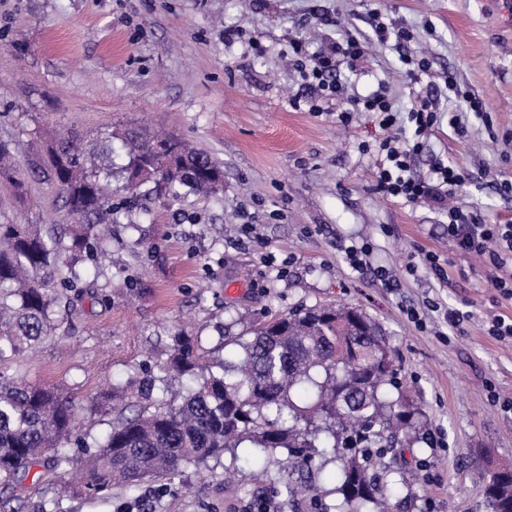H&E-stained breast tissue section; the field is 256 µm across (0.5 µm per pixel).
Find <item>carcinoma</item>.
<instances>
[{"mask_svg":"<svg viewBox=\"0 0 512 512\" xmlns=\"http://www.w3.org/2000/svg\"><path fill=\"white\" fill-rule=\"evenodd\" d=\"M127 148L123 190L175 201L186 191L215 195L223 166L206 152L171 134L130 126L108 139ZM177 142L175 171L159 183L135 184L140 160L159 161ZM17 146L0 140V180L23 192L28 181H51L72 218L65 234L45 224L0 223V363L33 350L57 330L52 277L83 294L77 270L84 253L109 254L112 194L101 179L112 169L99 164L95 146L60 134L47 155L21 173L13 165ZM173 349L146 375L145 407L113 421L105 433L82 438V490L102 496L112 486L136 487L188 466L238 450L286 453L288 479L277 492L292 499L320 495L315 471L336 465V512H391L400 482L403 449L422 440L415 412L397 389L396 358L381 327L363 310L341 305L309 307L226 336L224 355L205 360L196 336L177 330ZM186 381L179 398H166L171 382ZM82 406L50 387L0 379V485L26 477L45 457L68 484L74 458L65 444L80 422ZM491 512H512V467L489 474L484 490Z\"/></svg>","mask_w":512,"mask_h":512,"instance_id":"cac0c4a2","label":"carcinoma"}]
</instances>
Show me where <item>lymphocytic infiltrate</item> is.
<instances>
[{"mask_svg":"<svg viewBox=\"0 0 512 512\" xmlns=\"http://www.w3.org/2000/svg\"><path fill=\"white\" fill-rule=\"evenodd\" d=\"M292 52L294 67L308 90L306 98L293 99L292 104L307 106L312 112L320 111L322 101L342 96L343 86L337 76L339 65L356 66L364 55L362 44L351 37L309 55L298 44L293 45ZM357 112L372 113L385 132L378 142L376 191L406 205L430 202L444 210L448 216L449 243L458 251L488 261L497 271L491 279L493 287L512 299V274L504 272L505 267H512V224H480L463 208L449 205V198L464 182L462 171L455 166L434 161L426 179L412 172L413 160L422 151L426 136L441 120L431 98L415 95L408 114L409 122L415 126L410 139L402 137L399 119L385 95L375 93L351 100L348 109L340 113V122L350 123Z\"/></svg>","mask_w":512,"mask_h":512,"instance_id":"1","label":"lymphocytic infiltrate"}]
</instances>
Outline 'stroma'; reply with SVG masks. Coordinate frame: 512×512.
I'll use <instances>...</instances> for the list:
<instances>
[{
    "label": "stroma",
    "mask_w": 512,
    "mask_h": 512,
    "mask_svg": "<svg viewBox=\"0 0 512 512\" xmlns=\"http://www.w3.org/2000/svg\"><path fill=\"white\" fill-rule=\"evenodd\" d=\"M380 22L408 28L412 41L379 42ZM228 28L242 29V40L225 42ZM344 33L369 49L341 69L344 97L320 112L293 107L302 80L290 42L314 53ZM417 51L431 76L414 88L406 72ZM448 74L482 100L488 121L448 90ZM418 90L441 112L466 113L468 133L440 123L414 174L428 177L436 159L453 164L466 176L460 207L485 224L512 221V196L497 190L512 180V0H0V139L24 145L19 168L56 130L111 149L120 167L126 152L106 135L130 123L173 132L224 166L218 194L170 203L148 194L126 206L113 180L110 257L86 263L104 267V297L73 301L55 335L0 363V375L59 389L82 404V432L99 435L116 413L87 396L136 390L166 360L176 330L212 349L299 308L357 306L387 334L424 433L422 451L405 455L396 512H486V474L512 463V340L488 335L485 323L512 317V299L493 288L485 260L451 246L446 213L376 192L374 116L338 119L349 98L379 91L408 112ZM69 221L53 184L32 181L19 193L0 181V223ZM362 244L390 282L349 267L345 249ZM424 250L446 259L445 279L408 273ZM434 301L470 312L461 331L444 326ZM264 468L271 480L262 485ZM279 477L272 456L240 459L229 477L211 460L100 497L64 492L40 467L0 486V512H43L56 500L64 512H244L258 498L273 512L332 506L330 496L319 505L279 496Z\"/></svg>",
    "instance_id": "35a3bbf8"
}]
</instances>
